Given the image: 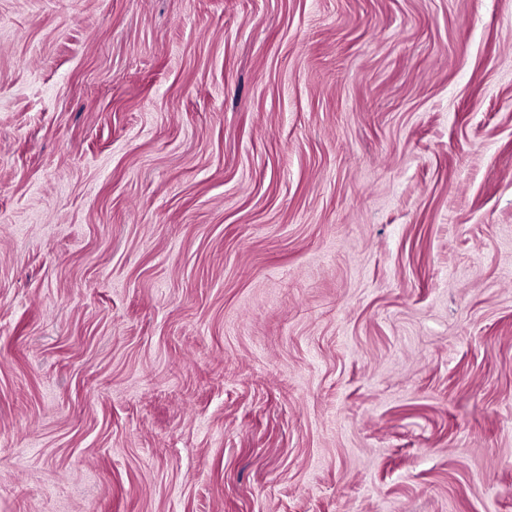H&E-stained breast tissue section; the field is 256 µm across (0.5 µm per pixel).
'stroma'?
I'll list each match as a JSON object with an SVG mask.
<instances>
[{
	"label": "stroma",
	"instance_id": "1",
	"mask_svg": "<svg viewBox=\"0 0 512 512\" xmlns=\"http://www.w3.org/2000/svg\"><path fill=\"white\" fill-rule=\"evenodd\" d=\"M0 512H512V0H0Z\"/></svg>",
	"mask_w": 512,
	"mask_h": 512
}]
</instances>
